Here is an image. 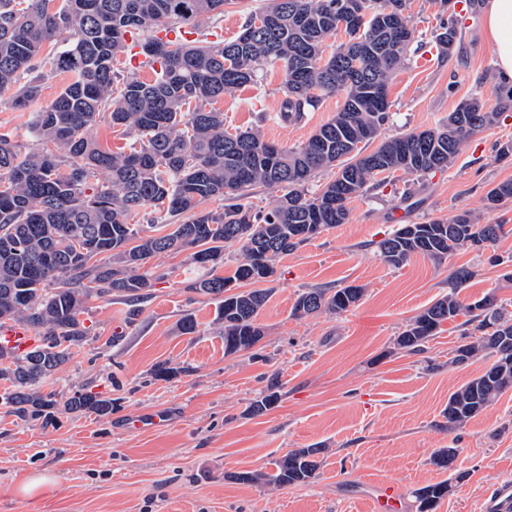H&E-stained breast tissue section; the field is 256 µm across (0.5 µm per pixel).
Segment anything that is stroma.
Returning <instances> with one entry per match:
<instances>
[{"label": "stroma", "mask_w": 512, "mask_h": 512, "mask_svg": "<svg viewBox=\"0 0 512 512\" xmlns=\"http://www.w3.org/2000/svg\"><path fill=\"white\" fill-rule=\"evenodd\" d=\"M415 29L405 67L390 79L391 137L437 127L463 99L491 97L498 86L493 41L484 28L486 0H470L460 17L461 49L447 58L435 43L439 0H409ZM268 0H232L223 14L192 23L195 38L219 33L233 40L249 13ZM283 72H261L257 85L218 103L228 130H254L282 147L308 139L333 117L341 97H323L302 121L281 119ZM512 142V111L469 139L454 164L427 176L407 194L412 175L395 172L350 205L347 223L323 231L275 262L272 294L258 317L264 337L254 353L228 356L214 322L216 303L188 291L200 272L185 254L154 257L161 273L137 319L130 303L93 299L82 315L91 338L48 380L45 391L65 401L82 388L112 400L110 415L57 412L48 426L26 424L0 407V512H370L383 483L402 499L401 512H417L415 489L446 479L432 463L436 451L458 449L467 478L437 512H484L485 498L512 479V390L458 431L442 413L448 398L492 362L478 357L452 364L465 343L464 317L443 323L424 352L394 347L408 321L445 296L452 273L475 276L454 291L467 305L496 292L512 312V203L488 206L494 185L512 180V158L499 159V144ZM472 210L483 224L509 229L483 253L459 250L435 262L413 256L402 268L381 257L378 241L401 224L447 218ZM362 286L348 312L294 317L297 295L310 287ZM192 316L195 334L178 330ZM179 375L157 380L155 364ZM277 383V404L260 415L251 403ZM165 412V425L128 430V423ZM320 448L322 466L312 483L277 487L238 483L240 471L268 472L289 450ZM48 480L31 494L20 484Z\"/></svg>", "instance_id": "stroma-1"}]
</instances>
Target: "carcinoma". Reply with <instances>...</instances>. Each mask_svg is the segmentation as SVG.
Instances as JSON below:
<instances>
[{"label":"carcinoma","mask_w":512,"mask_h":512,"mask_svg":"<svg viewBox=\"0 0 512 512\" xmlns=\"http://www.w3.org/2000/svg\"><path fill=\"white\" fill-rule=\"evenodd\" d=\"M232 0H0V95L22 74L31 78L13 96L26 109L38 101L48 74H68L69 83L42 107L23 144L0 134V325L30 327L36 345L0 363V405L23 422H51L58 409L43 384L90 339L80 316L91 298L117 296L128 302L150 297L159 279L148 262L165 253H185L205 274L186 289L217 301L215 322L224 336V354L252 350L264 336L257 321L270 289L227 294L228 286L266 282L277 258L323 231L349 220V203L371 179L402 171L417 177L449 168L462 146L512 110V89L494 103L465 99L438 127L378 140L389 119V79L404 65L414 29L405 16L407 0H269L245 20L232 41L167 38V33ZM348 40L330 54L325 41L337 30ZM67 40L45 57L59 34ZM453 58L463 31L453 18L434 31ZM159 66L146 82L123 70L120 58L132 48ZM284 72L280 112L301 121L320 97L339 95L332 119L302 144L284 148L246 130H224L215 107L225 95L254 82L268 64ZM130 137L112 149L84 137L100 114ZM372 151L367 148L372 143ZM336 177L308 193L325 170ZM261 185L282 192L268 210L246 201ZM222 201L216 211L202 208ZM487 204L512 201V180L490 189ZM152 208L175 220L167 233L144 235L135 217ZM507 234L502 224H480L461 211L445 219L400 224L377 248L391 267L412 256L441 262L460 249L483 250ZM239 246L240 259L220 273L224 251ZM364 295L359 285L300 293L292 312L340 315ZM450 293L411 318L395 348L417 354L442 324L460 315ZM474 323L470 341L454 350L451 363L463 365L488 353L490 367L448 397L444 418L459 429L505 392L512 390V313L486 293L467 306ZM509 362L504 375L498 364ZM279 400L268 392L249 407L260 414ZM68 413H112V399L91 390L74 392L63 403ZM320 449L295 448L270 472L234 475L243 484H308L319 476ZM458 449L441 448L432 463L451 477L415 490L419 512H435L468 473L454 469Z\"/></svg>","instance_id":"cac0c4a2"}]
</instances>
